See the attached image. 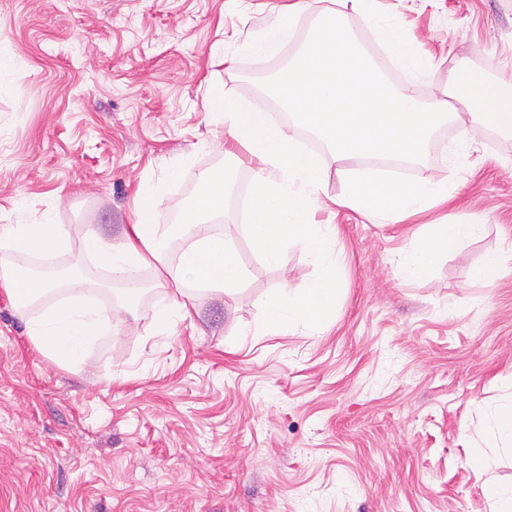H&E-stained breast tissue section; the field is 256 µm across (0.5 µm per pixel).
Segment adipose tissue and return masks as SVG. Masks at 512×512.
Returning a JSON list of instances; mask_svg holds the SVG:
<instances>
[{"label":"adipose tissue","instance_id":"1","mask_svg":"<svg viewBox=\"0 0 512 512\" xmlns=\"http://www.w3.org/2000/svg\"><path fill=\"white\" fill-rule=\"evenodd\" d=\"M350 2L352 9L370 19L388 54L415 80L429 83L433 62L418 49L400 15L378 11L376 0ZM305 7V0H292L291 4L281 8L275 24L262 36L248 42L247 50L254 57L263 58L290 42L294 36V17ZM141 195L143 202L137 220L126 231L122 243L113 246L97 232H88L82 242L87 255L107 266L114 276L122 278L133 267L164 263L171 242L184 235L188 244L179 256L184 279L224 294L247 278L249 271L236 249L226 241L223 232L212 226L213 220L224 212L226 186L223 178L211 174L202 176L200 190L181 224L155 223V192L146 185L142 187ZM485 231V224L479 221L430 225L424 234L414 237L411 247L401 254L399 266L403 276L409 280L423 278L440 253L460 241L480 238ZM0 240L12 241L23 250L45 254L66 245L49 214L39 224L0 225ZM0 280L8 286L17 316L26 320L32 343L65 368L79 367L91 341L112 330L108 315L84 304L86 283L81 276L67 279V303L50 308L35 319L29 318L28 310L33 301L52 289V282L33 277L29 267L12 262L0 263Z\"/></svg>","mask_w":512,"mask_h":512}]
</instances>
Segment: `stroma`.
Listing matches in <instances>:
<instances>
[{
  "label": "stroma",
  "mask_w": 512,
  "mask_h": 512,
  "mask_svg": "<svg viewBox=\"0 0 512 512\" xmlns=\"http://www.w3.org/2000/svg\"><path fill=\"white\" fill-rule=\"evenodd\" d=\"M288 2L0 0V225L52 215L71 247L44 263L59 279L80 273L114 325L80 367L62 368L0 286V512H489L488 476L512 482L490 431L512 399V269L481 273L485 254L512 248V132L479 128L449 163L448 120L411 168L457 197L429 223L487 226L422 279L398 267L417 224L317 212L336 227L343 265L336 312L311 336L255 335L267 298L318 270L300 243L268 264L232 207L218 222L249 276L229 295L179 282L178 241L165 270L140 269L149 292L132 300L81 250L91 230L121 243L142 184L158 188L156 221L169 224L203 173L251 179L249 154L224 151L216 93L292 125L263 83L296 59L316 15L343 8L310 0L293 40L254 58L246 43ZM377 6L401 13L434 61L429 87L405 80L367 18L348 11L399 92L444 94L465 112L448 86L466 68L512 92V0ZM178 290L190 315L162 328L156 310Z\"/></svg>",
  "instance_id": "stroma-1"
}]
</instances>
